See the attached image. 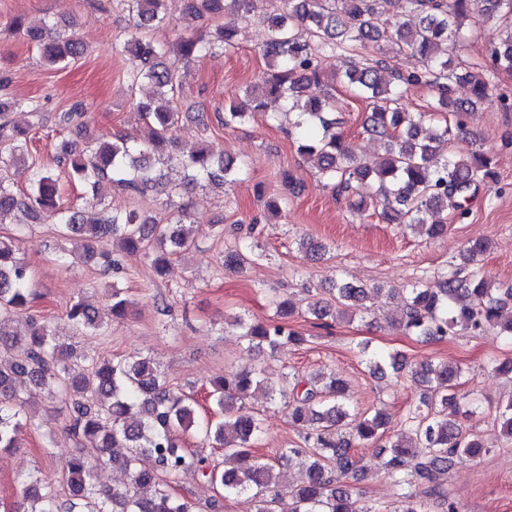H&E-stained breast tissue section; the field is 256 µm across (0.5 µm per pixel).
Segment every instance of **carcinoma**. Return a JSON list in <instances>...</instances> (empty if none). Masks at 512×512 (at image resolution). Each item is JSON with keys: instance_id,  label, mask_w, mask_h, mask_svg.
Returning <instances> with one entry per match:
<instances>
[{"instance_id": "cac0c4a2", "label": "carcinoma", "mask_w": 512, "mask_h": 512, "mask_svg": "<svg viewBox=\"0 0 512 512\" xmlns=\"http://www.w3.org/2000/svg\"><path fill=\"white\" fill-rule=\"evenodd\" d=\"M130 17V33L119 44L122 55L132 61L130 81L147 82L155 89V101L136 103L148 132L141 142L115 136L78 148L63 139L55 148L53 164L29 160L27 133L10 127L8 113L19 107L37 113L35 100L0 101V223L13 209L25 212L28 223L0 235V449L19 447L27 425V409L33 394L45 389L64 396L68 430L79 441L94 442L80 448L62 468L55 482L30 473L19 481L21 500L3 512H193V504L174 492L179 476L193 468L224 497L248 492L258 499L257 512H370L352 498L346 479L362 469L357 449L380 444L379 466L394 485L404 490L407 502L401 512H425L423 501L405 488L416 484L437 486L463 458L480 455L483 446L463 434L459 423L460 404L455 387L463 377L459 366L427 364L412 370V378L425 388L421 405L436 403V413L416 409L411 414V434L395 441L383 440L384 415H352L347 406V386L334 376L317 374L306 379L282 376L288 395L290 423L302 430L303 445L286 448L280 459L309 460L307 481L293 488L282 484L274 465L252 455L263 433L258 412L240 401L275 391L265 374L253 367L230 370L214 380L207 394L212 406L224 412L215 421L198 412L189 394L170 386L149 358L92 359L85 367L75 364L74 349L47 322L27 321L28 331L19 335L10 324L31 303L32 283L18 257L16 241L32 224L53 219L64 238L82 242V252L64 257L86 265L107 259L115 266L103 243L119 238L128 256L150 262L157 276L165 274L171 256L193 244L187 207L175 202L183 192L209 185L231 184L241 168L236 159L214 152L204 142L186 152L164 150L169 129L178 121L174 106L179 76L163 66L161 58L170 50L191 62L232 45L235 28L219 23L212 30L182 36L175 43H159L148 32L169 24L164 0H124ZM189 12L199 16L239 18L254 11L261 0H188ZM267 39L260 48L268 72L253 85L246 99L231 103L224 115H216L224 128L246 123L262 112L275 121L279 115H295L294 144L297 152L317 162L324 186L339 192L360 182L373 189L370 201H353L361 210L380 207L387 222L434 239L446 224L430 217L452 210L454 217L468 215L466 203L477 186L497 178L492 159L475 153L468 158L440 154L443 144L464 133L460 118L470 108L492 96V85L455 62L450 46L464 35V28L481 20L512 14V0H279L270 3ZM17 30L43 51L52 66L66 67L85 52L74 35L51 38L44 20ZM418 56L420 71L403 77L384 58L373 57L363 66L351 65L343 83L357 97L370 100L371 114L365 132L384 140L385 152L369 165L348 146L336 122L327 114L337 108L335 98L304 100L307 84L321 79L317 58L322 53L361 51L380 53L383 45ZM492 67L512 72V29L487 47ZM465 81L470 99L460 102L449 93L450 84ZM425 84L436 93L431 111L417 114L399 107L401 84ZM63 169L71 180L94 191L105 184L117 185L137 196L154 188L166 195L164 217H142L135 209L119 210L107 205L101 219L85 224L66 205L59 193ZM23 170L28 186L19 195L12 175ZM488 242L471 241L463 250L464 268L431 283L416 281L400 297L403 308L398 326L416 336L445 338L466 331L495 332L512 338V320L502 318L503 307L512 304V287L495 288L481 258ZM262 257L255 242L242 244L224 254V266L242 269ZM370 289L346 280L336 281V306L315 305L318 320L341 319L366 310ZM130 301L125 289L113 284L102 308L75 302L65 312L77 335H103L110 323L127 317ZM289 299L276 302V319L255 322L237 317L233 326L248 343L275 348L285 342L300 344L303 336L279 322L292 314ZM372 370L390 367L399 373V356L376 355ZM500 431L512 441V398L499 411ZM197 437L213 448L224 449V460L236 465L220 470L208 459L188 452L185 438ZM100 463L121 468L127 483L106 489L95 483L94 470Z\"/></svg>"}]
</instances>
